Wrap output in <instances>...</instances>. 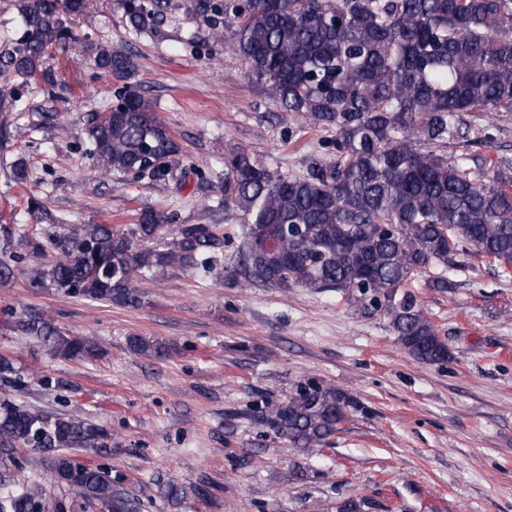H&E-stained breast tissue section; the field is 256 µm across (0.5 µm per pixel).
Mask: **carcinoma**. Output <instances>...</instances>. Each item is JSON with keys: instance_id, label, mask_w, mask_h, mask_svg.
<instances>
[{"instance_id": "obj_1", "label": "carcinoma", "mask_w": 512, "mask_h": 512, "mask_svg": "<svg viewBox=\"0 0 512 512\" xmlns=\"http://www.w3.org/2000/svg\"><path fill=\"white\" fill-rule=\"evenodd\" d=\"M89 0H17L23 33L5 65L31 79L48 49L73 34L61 15L83 12ZM129 27L144 31L159 11L121 0ZM195 9L221 37L218 17L234 28V49L264 96L283 112L324 131L318 154L301 174L265 166L247 149L224 157L216 208L238 210L247 238L225 271L244 287L300 285L334 290L367 316H383L418 360L451 358L420 304L415 277L438 268L428 288L456 287L448 271L478 256L512 276V157L489 158L450 148L486 145L501 127L485 113L512 112V0H196ZM96 67L130 77L131 57L91 48ZM89 155L104 171L166 181L163 164L180 146L151 103L126 87L108 118L89 119ZM224 243L219 224L169 226L153 212L141 223L70 224L62 235L8 238L16 263H37L26 276L66 296L136 307L139 271L155 277L171 266L213 270ZM13 330L42 341L62 358L93 360L100 348L64 334L39 315L18 316ZM137 352L165 347L128 338ZM357 401L331 386L300 380L286 401L265 399L245 417L288 440L302 454L324 445ZM109 434L75 417L0 402V464L43 467L48 480L72 488L84 503L54 497L42 485L0 482V512H138L137 503L101 466H80L69 448H108ZM203 485L169 483L161 494L178 509Z\"/></svg>"}]
</instances>
